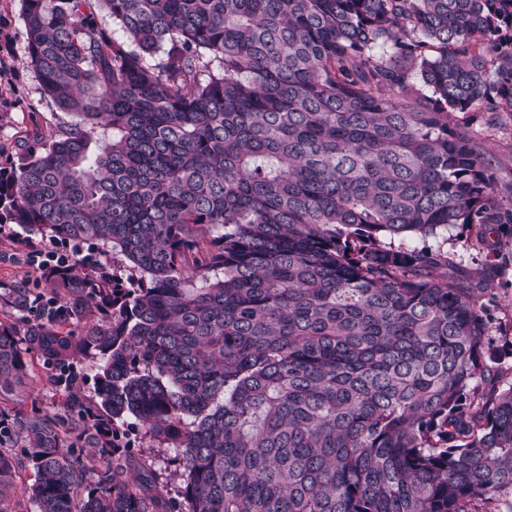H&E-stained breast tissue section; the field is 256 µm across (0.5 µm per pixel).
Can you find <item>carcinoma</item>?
I'll use <instances>...</instances> for the list:
<instances>
[{
    "instance_id": "cac0c4a2",
    "label": "carcinoma",
    "mask_w": 512,
    "mask_h": 512,
    "mask_svg": "<svg viewBox=\"0 0 512 512\" xmlns=\"http://www.w3.org/2000/svg\"><path fill=\"white\" fill-rule=\"evenodd\" d=\"M22 4L29 64L76 121L0 168V222L128 265L8 288L0 397L32 352L64 402L0 409V512H512V364L485 302L512 198L453 117L512 115V0ZM458 224L485 252L467 278ZM99 358L94 355H88L77 360L74 365V371L77 381L81 387L84 398H92L94 396V376L97 372Z\"/></svg>"
}]
</instances>
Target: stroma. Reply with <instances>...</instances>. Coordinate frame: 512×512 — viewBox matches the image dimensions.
<instances>
[{"label": "stroma", "instance_id": "35a3bbf8", "mask_svg": "<svg viewBox=\"0 0 512 512\" xmlns=\"http://www.w3.org/2000/svg\"><path fill=\"white\" fill-rule=\"evenodd\" d=\"M28 50L22 19L21 0H0V167L19 164L22 159L39 152L71 123L72 117L61 112L47 97L41 82L28 63ZM459 123L480 135L488 150L493 172V189L498 196L512 195V116L504 117L499 127L490 129L480 112L459 115ZM448 248L457 257L459 273L468 276L479 271L485 255L475 244L470 228L456 226L448 232ZM94 254L111 263L110 248L88 243L75 244L48 238L30 237L20 226H0V284L7 286L21 276L30 281L40 279L39 270L26 261L29 251ZM498 306L494 311L495 326L491 331L499 350H512V265L506 267L494 284ZM63 397L50 373L39 359H32L26 391L13 395L7 405L28 409L38 405L53 409L61 406Z\"/></svg>", "mask_w": 512, "mask_h": 512}]
</instances>
